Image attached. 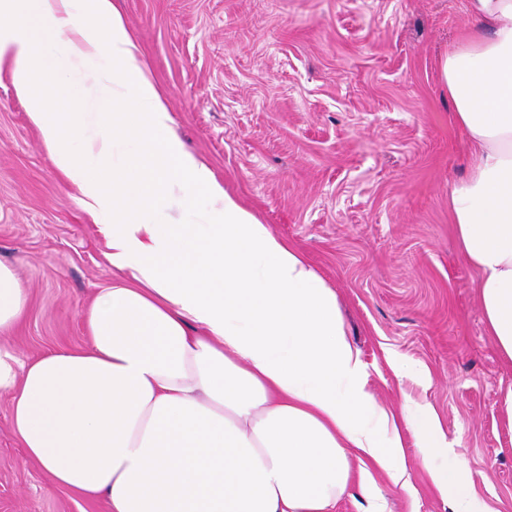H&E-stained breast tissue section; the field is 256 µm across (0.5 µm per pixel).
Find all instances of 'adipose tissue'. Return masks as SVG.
I'll return each instance as SVG.
<instances>
[{"mask_svg":"<svg viewBox=\"0 0 512 512\" xmlns=\"http://www.w3.org/2000/svg\"><path fill=\"white\" fill-rule=\"evenodd\" d=\"M469 8L477 25L439 64L473 144L448 208L512 364V0ZM2 70L127 276L85 306L84 347L25 361L3 341L28 294L0 262V395L57 486L107 512H333L355 483L387 512L374 475L408 490L409 438L451 512H487L462 464L432 467L450 447L431 405L377 403L335 292L173 134L117 0H0Z\"/></svg>","mask_w":512,"mask_h":512,"instance_id":"adipose-tissue-1","label":"adipose tissue"}]
</instances>
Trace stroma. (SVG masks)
<instances>
[{
    "mask_svg": "<svg viewBox=\"0 0 512 512\" xmlns=\"http://www.w3.org/2000/svg\"><path fill=\"white\" fill-rule=\"evenodd\" d=\"M172 130L287 241L339 300L377 402L431 404L478 500L512 512V367L486 333L448 190L473 148L439 60L475 26L468 0H119ZM9 74L0 75V261L30 298L8 340L22 359L83 347L82 308L116 273ZM393 350L432 381L397 378ZM0 396V512H105L30 461ZM409 496L389 512H450L413 443Z\"/></svg>",
    "mask_w": 512,
    "mask_h": 512,
    "instance_id": "stroma-1",
    "label": "stroma"
}]
</instances>
